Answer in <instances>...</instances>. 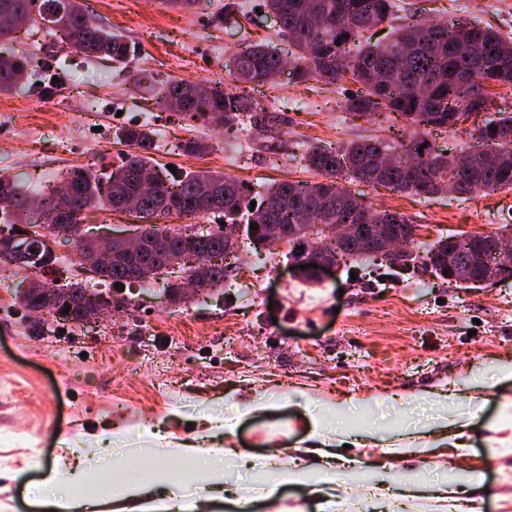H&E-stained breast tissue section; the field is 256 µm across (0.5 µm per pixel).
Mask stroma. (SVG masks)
Wrapping results in <instances>:
<instances>
[{
    "instance_id": "1",
    "label": "stroma",
    "mask_w": 512,
    "mask_h": 512,
    "mask_svg": "<svg viewBox=\"0 0 512 512\" xmlns=\"http://www.w3.org/2000/svg\"><path fill=\"white\" fill-rule=\"evenodd\" d=\"M96 20L135 48L130 65L80 54L60 55L62 36L19 32L12 46L36 64H51L57 81L39 87L43 74L0 95V174L52 193L75 166L117 168L130 149L118 137L128 124L156 133L153 159L176 172L216 170L254 189L281 180L315 182L301 159L312 145L335 148L368 136L378 126L341 107L358 86L346 79L255 85L250 95L275 111L278 133L247 127L215 128L180 121L156 104L157 94L133 89L130 69L152 71L158 82L177 78L223 83L234 52L244 43L270 42L291 52L274 17L259 0H196L192 8H166L158 0H90ZM421 17L465 16L512 36V0H406ZM83 119L82 140L71 125ZM190 138L208 150L188 155ZM357 197L375 208L412 217L421 239L512 224V189L487 196L426 198L387 187L353 183ZM223 288L208 302L174 304L159 290L112 295L109 335L69 322L44 328L17 298L26 270L0 268V512H44L29 489L51 472H67L75 457L99 470L104 450L96 435L109 426L122 433L133 458L154 461L206 417L232 420L220 440L226 483L276 487L277 500L227 505L206 502L200 512H317L332 500L336 512L357 501L362 512H392L381 472L407 482L446 484L448 498L431 492L405 500L407 512H512V380L494 379L492 367L512 359V278L487 288H457L386 274L371 264L338 269L308 283L288 267L286 247L241 252ZM460 392L480 403L465 428V447L436 448L428 462L398 458L414 415L407 399L419 392ZM268 410L254 409L258 399ZM352 400V415L375 423L374 434L343 450L366 469V480L317 479L318 462L305 412H327ZM276 458L279 473L301 470L306 481L277 486L260 469Z\"/></svg>"
}]
</instances>
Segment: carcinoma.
I'll return each mask as SVG.
<instances>
[{"mask_svg":"<svg viewBox=\"0 0 512 512\" xmlns=\"http://www.w3.org/2000/svg\"><path fill=\"white\" fill-rule=\"evenodd\" d=\"M263 4L295 48L288 61V75L298 82L321 80L328 84L351 77L361 90L346 97L342 108L378 124L394 114L400 116L403 129L389 127L393 142L370 137L336 149L309 147L303 161L322 176L321 181H283L253 196L234 177L217 171L167 177L151 158L154 131L145 125H131L121 136L135 153L109 173L89 166L70 169L60 179L68 188L65 196L40 197L24 190L14 177L0 174V214L11 224H44L73 231L91 210L107 207L118 211L125 198H140L138 217L147 221L141 248L130 253L117 243L112 246L115 260L91 269L100 283L114 284L128 279L153 280L199 250L220 255L228 249L239 251L228 248L224 225H220L205 239L172 238L166 249L158 252L154 244L163 238V225L152 222L154 218L218 214L225 225L253 223L263 232L267 225L278 224L290 236V253L304 246L363 265L374 240L396 229H411L412 220L398 211L369 205L374 222L351 237H336L335 225L356 221L349 184L379 185L424 196H473L512 188L511 114L486 119L476 129L479 142L498 153L496 166L485 167L476 157L468 168L461 169L455 155L434 150L420 134L427 127L454 130L458 123L487 109L488 89L512 88V39L466 20L450 23L441 18H411L394 27L385 42L364 44L366 32L404 11L402 0H263ZM5 14L10 22H0V44L12 41L22 30L38 28L48 34L62 33L72 51L86 56L109 57L126 64L134 55L133 47L122 37L93 20L83 0H0V16ZM235 58L237 68L229 74L237 91L168 81L158 89L159 108L219 127L248 125L274 131L279 117L245 93L244 85L275 83L283 56L271 46L255 43L239 48ZM30 65L31 57L26 54L0 53V94L21 87L31 74ZM485 239L484 235L455 241L439 238L427 254L436 277L445 279L444 271L452 260L471 270L472 283L487 279L484 256L479 253ZM0 254L17 268L34 273L29 287L19 292V300L37 311L39 274L53 260L42 253L23 260L7 249H0ZM229 273V265L215 263L197 276L201 287L208 290L224 286ZM84 288L83 280L77 279L60 289L75 321L87 313L82 303Z\"/></svg>","mask_w":512,"mask_h":512,"instance_id":"cac0c4a2","label":"carcinoma"}]
</instances>
